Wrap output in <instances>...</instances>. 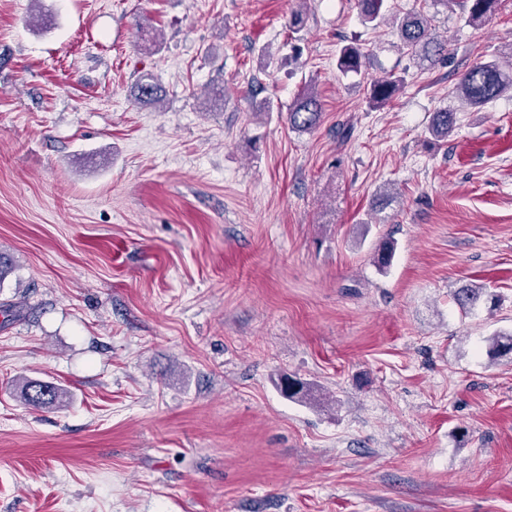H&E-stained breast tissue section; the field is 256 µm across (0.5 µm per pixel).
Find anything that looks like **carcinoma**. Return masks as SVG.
Instances as JSON below:
<instances>
[{
    "mask_svg": "<svg viewBox=\"0 0 512 512\" xmlns=\"http://www.w3.org/2000/svg\"><path fill=\"white\" fill-rule=\"evenodd\" d=\"M387 0H358L362 22L376 26L387 19ZM500 0H461L466 22L475 28L485 25L498 10ZM393 28L402 48L421 67L431 68L448 61V39L432 28L429 19L420 12H408L392 16ZM369 55L356 43H349L339 49L336 67L343 75L358 74L367 67ZM406 77L391 74L375 78L370 82L368 102L375 108L388 104L405 86ZM512 92V46L509 51L495 58L479 62L461 74L457 96L467 105L480 108L503 93ZM161 97L160 87L150 79L142 80L136 86L134 101L137 103L157 102ZM323 116V105L313 91L303 92L287 115L291 128L304 131L316 128ZM454 123V113H435L429 134L437 140L448 137ZM484 296L483 289L462 286L453 292L455 304L463 311L469 310ZM489 354L504 357L512 354V334L496 333L488 338ZM21 397L25 404L34 408H50L59 405L63 393L55 387L39 381L21 384Z\"/></svg>",
    "mask_w": 512,
    "mask_h": 512,
    "instance_id": "cac0c4a2",
    "label": "carcinoma"
}]
</instances>
